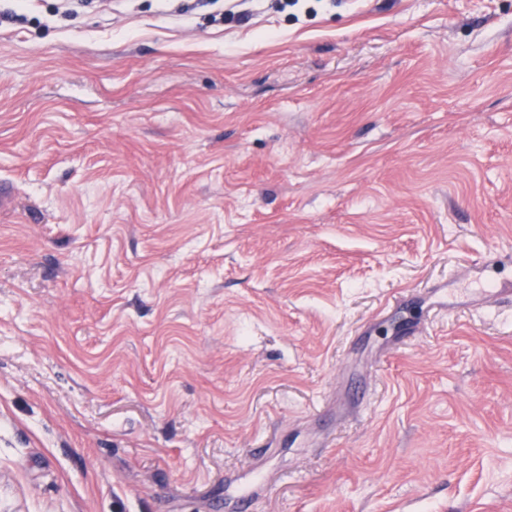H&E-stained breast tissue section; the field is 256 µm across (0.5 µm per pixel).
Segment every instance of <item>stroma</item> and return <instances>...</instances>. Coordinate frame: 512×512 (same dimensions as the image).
<instances>
[{
    "mask_svg": "<svg viewBox=\"0 0 512 512\" xmlns=\"http://www.w3.org/2000/svg\"><path fill=\"white\" fill-rule=\"evenodd\" d=\"M0 0V512H512V0Z\"/></svg>",
    "mask_w": 512,
    "mask_h": 512,
    "instance_id": "obj_1",
    "label": "stroma"
}]
</instances>
